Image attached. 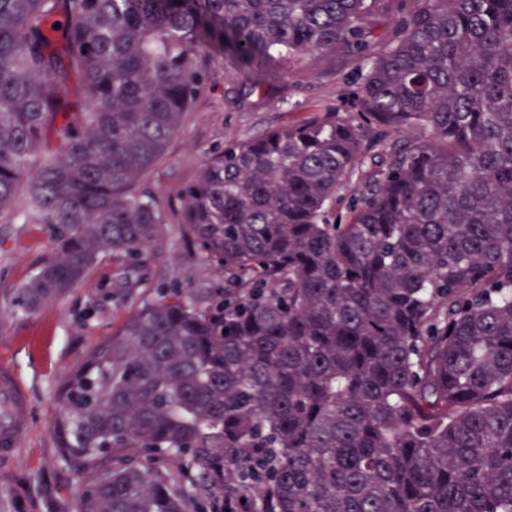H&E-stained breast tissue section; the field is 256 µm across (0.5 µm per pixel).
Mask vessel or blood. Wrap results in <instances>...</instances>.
I'll list each match as a JSON object with an SVG mask.
<instances>
[{
  "mask_svg": "<svg viewBox=\"0 0 512 512\" xmlns=\"http://www.w3.org/2000/svg\"><path fill=\"white\" fill-rule=\"evenodd\" d=\"M30 422L26 391L15 369L0 363V455L14 456Z\"/></svg>",
  "mask_w": 512,
  "mask_h": 512,
  "instance_id": "obj_1",
  "label": "vessel or blood"
}]
</instances>
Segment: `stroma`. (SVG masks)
<instances>
[{"label": "stroma", "instance_id": "35a3bbf8", "mask_svg": "<svg viewBox=\"0 0 512 512\" xmlns=\"http://www.w3.org/2000/svg\"><path fill=\"white\" fill-rule=\"evenodd\" d=\"M206 81L194 109L185 113L165 157L141 183L159 206L164 234L139 261L111 252L62 298L37 311L18 309L20 290L55 255L43 224L0 223V361L23 380L32 410L17 455L0 459V512H76L86 473L65 457L53 428L57 392L101 341L112 336L159 291L179 290L202 300L224 285L181 224L183 194L226 143L244 142L323 113H347L361 79L343 53L307 55L275 63L273 84L251 81L217 56L203 60ZM137 280L127 288L124 278Z\"/></svg>", "mask_w": 512, "mask_h": 512}]
</instances>
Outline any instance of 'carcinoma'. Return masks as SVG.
Returning <instances> with one entry per match:
<instances>
[{"instance_id": "obj_1", "label": "carcinoma", "mask_w": 512, "mask_h": 512, "mask_svg": "<svg viewBox=\"0 0 512 512\" xmlns=\"http://www.w3.org/2000/svg\"><path fill=\"white\" fill-rule=\"evenodd\" d=\"M393 4L0 0V223L47 224L56 250L24 312L162 237L137 186L201 56L254 89L277 57L364 69L353 118L229 142L186 190L224 287L159 293L58 390L78 512H221L226 491L241 512H512V0H417L371 53Z\"/></svg>"}]
</instances>
